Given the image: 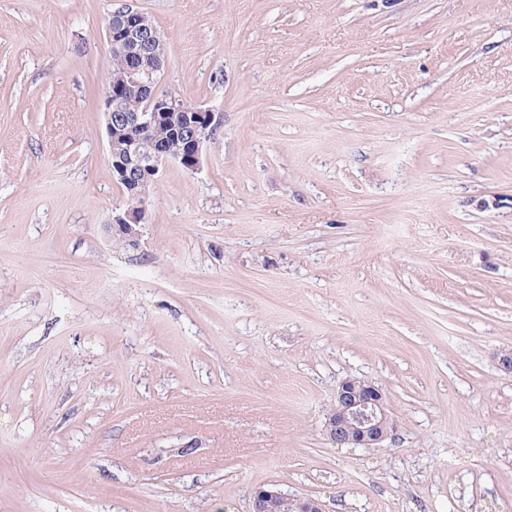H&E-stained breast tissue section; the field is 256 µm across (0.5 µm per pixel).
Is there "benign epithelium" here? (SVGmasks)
Listing matches in <instances>:
<instances>
[{
    "mask_svg": "<svg viewBox=\"0 0 512 512\" xmlns=\"http://www.w3.org/2000/svg\"><path fill=\"white\" fill-rule=\"evenodd\" d=\"M107 42L113 51L134 64L129 82L108 85L105 92V127L112 176L139 203L112 212L108 232L126 243L137 244L140 226L146 223L145 202L163 166L173 162L193 172L200 166L206 141L220 122L216 113L176 96L156 90L166 61L165 42L158 28L146 24L144 12L128 5L106 19ZM131 95L146 102L142 109L112 107V102ZM188 140L182 152L160 143L162 129ZM325 431L338 446L371 448L392 436L394 424L380 387L355 378L341 382L336 405L327 415ZM251 512H324L314 497L288 496L274 488L259 487Z\"/></svg>",
    "mask_w": 512,
    "mask_h": 512,
    "instance_id": "benign-epithelium-1",
    "label": "benign epithelium"
}]
</instances>
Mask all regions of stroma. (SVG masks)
Segmentation results:
<instances>
[{"mask_svg":"<svg viewBox=\"0 0 512 512\" xmlns=\"http://www.w3.org/2000/svg\"><path fill=\"white\" fill-rule=\"evenodd\" d=\"M219 113L138 246L104 23ZM512 0H0V512H512ZM382 388L378 448L325 433ZM394 429L380 387L355 378L341 382L336 405L325 422L326 435L332 443L341 447H376L391 437ZM251 512H324V509L314 497L288 496L271 487H259L253 494Z\"/></svg>","mask_w":512,"mask_h":512,"instance_id":"35a3bbf8","label":"stroma"}]
</instances>
